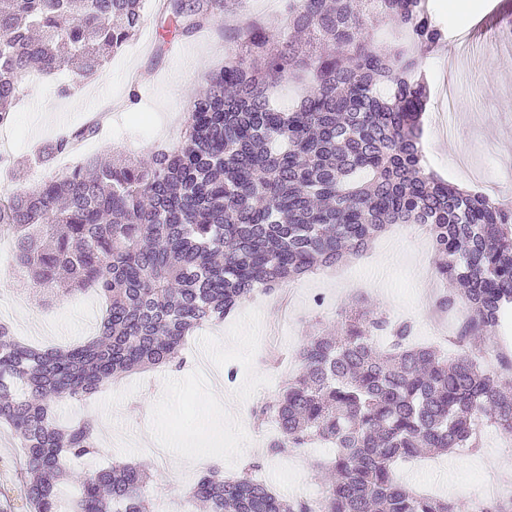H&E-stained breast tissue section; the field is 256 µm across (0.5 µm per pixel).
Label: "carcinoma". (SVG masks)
Listing matches in <instances>:
<instances>
[{
    "instance_id": "cac0c4a2",
    "label": "carcinoma",
    "mask_w": 512,
    "mask_h": 512,
    "mask_svg": "<svg viewBox=\"0 0 512 512\" xmlns=\"http://www.w3.org/2000/svg\"><path fill=\"white\" fill-rule=\"evenodd\" d=\"M243 0H166L176 30L192 33ZM143 0H0V125L20 82L58 71L68 53L77 76L95 75L107 53L141 25ZM396 33L378 45L372 24ZM444 31L428 0H288L275 34L242 33L247 56L230 60L186 104L184 144L149 160L89 158L0 198V232L14 263L44 296L93 287L104 301L97 335L65 349H36L0 323V423L17 434L29 477L25 512H150L141 463L85 477L59 508L66 462L99 453L91 424L64 425L55 400L83 401L132 370L181 365L186 336L221 322L258 287L275 288L356 256L392 224H418L436 275L458 289L441 305L467 312L464 336L493 335L512 305V204L468 191L426 164L421 116L427 82L418 46ZM312 76L290 109L271 90ZM83 127L59 140L45 161ZM391 338L378 347L379 334ZM408 323L359 308L337 336H312L299 374L272 404L276 448L329 442L336 454L319 512H454L452 502L395 483L393 466L478 448V424L512 434V391L482 355L411 347ZM208 512H314L248 471L205 476L188 491Z\"/></svg>"
}]
</instances>
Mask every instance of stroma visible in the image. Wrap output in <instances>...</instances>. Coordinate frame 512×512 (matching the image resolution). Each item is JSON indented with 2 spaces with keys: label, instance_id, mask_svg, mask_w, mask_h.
Returning <instances> with one entry per match:
<instances>
[{
  "label": "stroma",
  "instance_id": "stroma-1",
  "mask_svg": "<svg viewBox=\"0 0 512 512\" xmlns=\"http://www.w3.org/2000/svg\"><path fill=\"white\" fill-rule=\"evenodd\" d=\"M512 0H428L447 39L421 57L429 98L422 143L430 167L444 179L491 196H512ZM275 29L287 23L285 0H247L245 11L219 16L204 30L184 34L162 28L155 0H145L140 31L112 55L97 77L82 82V95L63 96L69 68L20 86L13 121L0 126V196L34 187L84 159L124 154L150 157L155 147L181 140L188 97L228 59L241 57L245 23ZM182 43L181 53L169 45ZM110 106L105 126L75 155L42 163L40 151L83 125L84 114ZM14 243L0 237V317L13 335L35 346L66 345L93 336L103 302L90 291L42 306L27 277L11 270ZM334 278L293 281L287 300L253 293L217 326L193 331L181 350L182 366L125 373L91 400H59L62 422L110 418L119 437L101 438L95 456L70 461L82 477L115 461L140 462L152 479L144 489L154 512H182V492L204 474L227 478L252 466L255 480L278 494L322 496L321 468L333 448L271 449L272 437L252 420L256 407L275 399L299 371L296 353L316 333L338 331L346 312L367 307L413 323V343L448 351L465 316L463 308H439L448 290L434 271L421 229L396 224L367 252L340 263ZM151 429L170 440L172 453L149 454L138 445ZM22 453L0 428V512H25L15 460ZM498 462L497 478L512 491V449L483 428L480 446L440 457L397 462L400 484L453 502L470 512L482 468Z\"/></svg>",
  "mask_w": 512,
  "mask_h": 512
}]
</instances>
